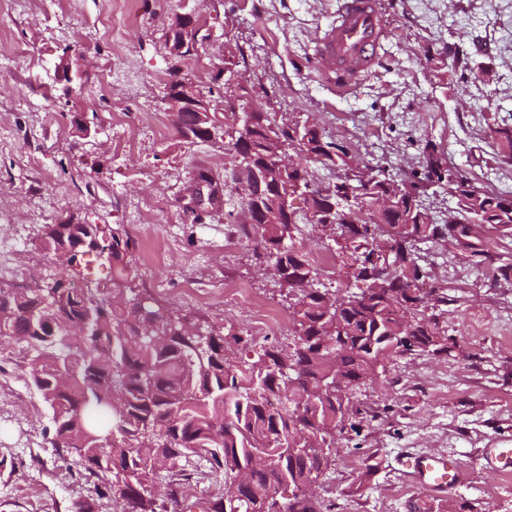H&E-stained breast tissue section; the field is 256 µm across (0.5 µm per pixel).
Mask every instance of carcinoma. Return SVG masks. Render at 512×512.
<instances>
[{"label":"carcinoma","instance_id":"carcinoma-1","mask_svg":"<svg viewBox=\"0 0 512 512\" xmlns=\"http://www.w3.org/2000/svg\"><path fill=\"white\" fill-rule=\"evenodd\" d=\"M230 77L210 112H183L179 134L217 121L216 110L234 92ZM487 138L512 159V124L487 123ZM292 147V168L282 189L297 179L313 181L311 165L331 175L327 194L303 197L305 210L289 219L276 198L258 199L261 224H247L244 210L228 205L224 219L254 231V256L283 269L279 292L292 299L297 336L252 350V340L204 320L201 333H180L188 316L123 287L134 240L120 232L106 245L115 275L110 282L79 288L57 280L59 298L36 289L0 288V340L27 348L26 376L51 419L54 448L72 450L94 491L73 502V512H97L106 490L118 492L136 512H156L151 481L168 472L166 498L180 507L185 466L203 460L224 476V493L207 512H271L283 487H293L288 512H324L305 488L328 466L336 433L355 428L373 407L351 400L394 355L460 357L463 351L443 326L456 298L448 285L430 279L428 259L416 250L426 242L447 245L457 257L490 258L485 233L512 239V195L479 186L451 166L431 143L419 169L402 176L371 163L330 139L317 122L293 118L278 125L254 109L224 113V178L247 159L263 162ZM444 191L457 199L439 221L429 196ZM309 224L323 246L336 249L345 280L331 291L319 269L296 245ZM77 224H51L38 247L82 278L73 266ZM362 284L360 292L349 281ZM249 352L239 362L227 350Z\"/></svg>","mask_w":512,"mask_h":512}]
</instances>
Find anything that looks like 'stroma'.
<instances>
[{
  "label": "stroma",
  "mask_w": 512,
  "mask_h": 512,
  "mask_svg": "<svg viewBox=\"0 0 512 512\" xmlns=\"http://www.w3.org/2000/svg\"><path fill=\"white\" fill-rule=\"evenodd\" d=\"M338 0H0V229L20 235L30 271L23 282L0 276V288H35L68 271L32 241L50 224H93L99 237H133L131 277L160 305L205 318L228 333H247L253 313L288 301L253 258L254 243L224 221L222 189L194 208L199 173L224 180V151L182 138L159 98L169 60L163 32L195 13L207 33L187 70L200 94L227 59L243 88L233 109L272 119H314L332 139L365 158L416 168L425 142L442 146L471 180L512 192V160L487 140L489 120L512 119V0H379L390 37L382 64L350 92L325 82L313 55L317 30ZM124 31L113 42L111 27ZM483 41L492 82L461 85L475 55L450 58L449 43ZM83 52L82 78L64 93L57 67L70 47ZM126 124L114 127L113 115ZM236 245L225 250V236ZM494 260L482 265L434 246L432 278L456 296L444 317L464 358L397 356L361 398L377 417L344 430L326 475L313 487L327 512H420L449 500L470 512H512V467L487 470V448H512V291L494 289L498 261L512 262V241L488 233ZM247 290L224 298L225 282ZM14 361L0 364V512H72L93 482L74 458L52 448L47 414L32 416L38 393L18 395L22 345L0 341ZM447 454L462 466L460 485L440 495L410 483L403 456Z\"/></svg>",
  "instance_id": "1"
}]
</instances>
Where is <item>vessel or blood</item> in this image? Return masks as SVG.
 <instances>
[{
	"label": "vessel or blood",
	"mask_w": 512,
	"mask_h": 512,
	"mask_svg": "<svg viewBox=\"0 0 512 512\" xmlns=\"http://www.w3.org/2000/svg\"><path fill=\"white\" fill-rule=\"evenodd\" d=\"M388 38L377 0H339L334 19L317 32L314 52L329 79L344 90L378 65ZM405 473L413 483L445 492L456 486L459 465L441 454L412 455Z\"/></svg>",
	"instance_id": "b4317fda"
}]
</instances>
